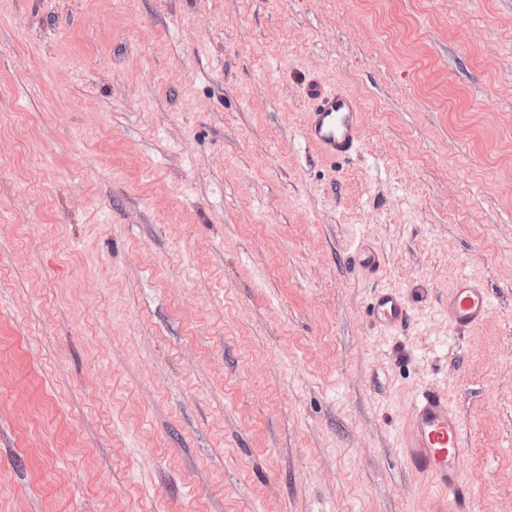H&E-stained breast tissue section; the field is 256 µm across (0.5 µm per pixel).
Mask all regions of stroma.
<instances>
[{"label": "stroma", "instance_id": "1", "mask_svg": "<svg viewBox=\"0 0 512 512\" xmlns=\"http://www.w3.org/2000/svg\"><path fill=\"white\" fill-rule=\"evenodd\" d=\"M432 387L512 512V0H0V512H428ZM305 94L310 107L300 137L324 158L347 160L362 143V113L357 101L340 90L310 82ZM491 307L488 289L479 281L463 277L448 291V324L471 329L486 321ZM373 321L380 327L391 330L402 325L407 318L404 296L393 290L378 292L370 307Z\"/></svg>", "mask_w": 512, "mask_h": 512}]
</instances>
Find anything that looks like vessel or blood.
<instances>
[{"label":"vessel or blood","mask_w":512,"mask_h":512,"mask_svg":"<svg viewBox=\"0 0 512 512\" xmlns=\"http://www.w3.org/2000/svg\"><path fill=\"white\" fill-rule=\"evenodd\" d=\"M310 103L301 130L302 142L329 160L350 159L362 143V113L357 101L340 90L309 83ZM489 291L476 280L461 278L448 292V322L458 328H473L491 313ZM374 322L391 330L407 318L404 296L393 290L378 292L370 307ZM401 455L407 467L429 480L436 490L429 512H448L449 504L465 506L469 498L461 481L465 454L462 425L447 398L434 391L418 395L400 435Z\"/></svg>","instance_id":"b4317fda"}]
</instances>
